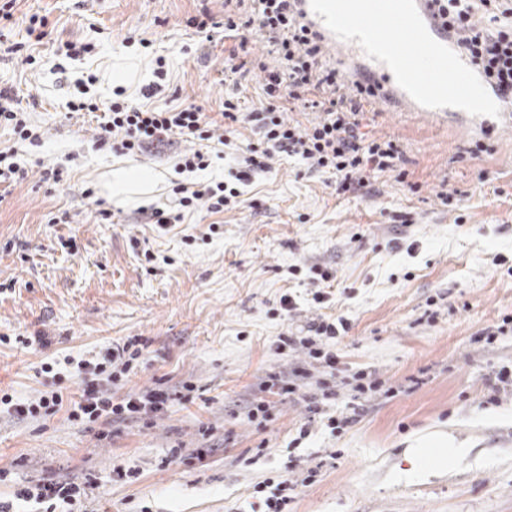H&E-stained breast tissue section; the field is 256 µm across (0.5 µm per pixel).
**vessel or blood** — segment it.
<instances>
[{"instance_id": "1", "label": "vessel or blood", "mask_w": 512, "mask_h": 512, "mask_svg": "<svg viewBox=\"0 0 512 512\" xmlns=\"http://www.w3.org/2000/svg\"><path fill=\"white\" fill-rule=\"evenodd\" d=\"M416 6L430 35L447 47H455V40L449 37L445 27L435 16L431 0H416ZM295 10L298 19L320 35L327 49L336 59L343 63L350 61L365 68L376 94V102L383 104L395 101L398 102L401 111H420V104L399 87L392 71L383 63L370 59L356 42L337 38L327 28L321 17L312 11L310 0H295Z\"/></svg>"}]
</instances>
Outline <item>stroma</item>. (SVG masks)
<instances>
[{
	"label": "stroma",
	"mask_w": 512,
	"mask_h": 512,
	"mask_svg": "<svg viewBox=\"0 0 512 512\" xmlns=\"http://www.w3.org/2000/svg\"><path fill=\"white\" fill-rule=\"evenodd\" d=\"M204 6L218 26L197 33L186 21ZM34 14L51 30L36 63L0 55V88L17 94L42 132L21 158L23 179L0 185V395L34 399L47 366L78 399V361L141 336L147 346L115 397L160 382L176 399L152 426H85L64 410L45 419L1 412L0 468L10 479L0 483V504L41 512L15 489L91 473L98 486L87 512H251L254 485L284 475L299 483L288 512H512V386L495 383L499 371L512 373V333L489 346L479 340L512 316V129L471 132L462 116L379 105L365 112L366 130L402 146L407 183L381 177L340 194L331 174L283 156L238 184V206L198 208L164 231L145 223L142 209L177 211L174 181L228 178L255 130L239 128L222 158L180 175L173 166L189 142L116 157L98 147L89 116L64 104L76 80L93 74L90 93L103 105L122 87L138 104H194L212 116L232 92L243 110L257 107L258 77L235 86L224 76L233 46L219 26L224 0H17L0 39L26 41ZM66 41L95 51L67 59L56 52ZM159 57L167 78L148 98ZM479 143L485 152H475ZM52 168L62 174L55 185L42 180ZM128 168L149 180L109 198L108 172ZM446 183L459 192L450 206L438 197ZM318 269L329 280L314 282ZM318 290L324 303L313 300ZM323 315L350 324L335 343L336 398L322 399L309 378L296 399L249 419L268 375L288 377L296 366L276 354L278 337L306 335ZM360 368L375 370L382 386L356 399L349 382ZM313 398L320 412L312 416ZM331 416L350 422L334 433ZM440 432L468 455L396 480L411 466L408 448ZM172 448L182 454L175 464L166 461ZM117 465L135 477L118 478ZM311 469L315 481L303 485Z\"/></svg>",
	"instance_id": "stroma-1"
}]
</instances>
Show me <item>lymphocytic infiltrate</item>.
Returning a JSON list of instances; mask_svg holds the SVG:
<instances>
[{
    "instance_id": "1",
    "label": "lymphocytic infiltrate",
    "mask_w": 512,
    "mask_h": 512,
    "mask_svg": "<svg viewBox=\"0 0 512 512\" xmlns=\"http://www.w3.org/2000/svg\"><path fill=\"white\" fill-rule=\"evenodd\" d=\"M438 8L449 34L475 68L494 89L512 98V0H438ZM255 30L265 37L273 63L252 58L249 36ZM224 34L235 41L224 59L232 79L253 72L262 78L264 100L251 111H241L230 95L224 100L220 119L215 120L194 105L159 108L132 103L124 99L120 88L115 91V101L108 105H98L93 97L82 93L69 100L67 108L95 114L102 132L100 145L116 154L138 155L162 147L174 137L192 142L193 150L182 154L175 165L180 174L208 167L210 157L199 149V142L226 144L237 126L248 124L258 129L260 137L249 144L238 180L270 172L276 154L284 153L299 157L311 170L334 175L340 193L371 186L381 175L406 182L408 173L402 167L400 145L362 130L364 106L373 97L372 87L363 81H348L338 68L324 63L325 47L317 34L298 20L293 0H224ZM293 106L313 109L316 116L305 123L295 120L289 115ZM2 125L11 127L17 141L16 146L0 149V184H10L24 174L17 161L19 145H39L41 135L9 92L1 90ZM173 192L180 210L175 214L153 210L149 219L158 227L179 223L184 212L202 205L210 213H221L236 204L239 196L236 188L221 181L193 190L179 183ZM337 336L336 324L315 322L308 335L279 336L276 348L282 355H304L332 370L338 356L324 342ZM140 343L136 336L113 347L102 361H79L83 387L78 401L66 403L59 381L51 378L45 380L36 398L16 402L6 394L0 396V405L21 418L51 416L65 407L70 420L85 424L102 419H142L164 412L171 395L160 387L132 392L118 401L112 398L111 385L131 372L133 360L140 355ZM95 486V478L89 476L80 483L23 486L15 496L45 505V512H56L60 507L66 512H84V503Z\"/></svg>"
}]
</instances>
